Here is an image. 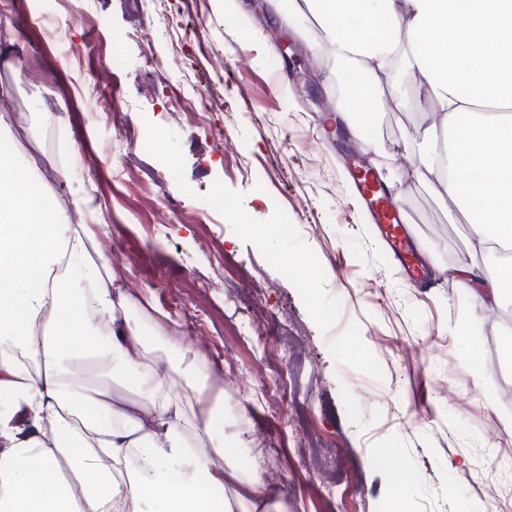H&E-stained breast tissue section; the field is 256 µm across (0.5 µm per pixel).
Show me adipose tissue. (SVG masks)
I'll return each instance as SVG.
<instances>
[{
  "label": "adipose tissue",
  "mask_w": 512,
  "mask_h": 512,
  "mask_svg": "<svg viewBox=\"0 0 512 512\" xmlns=\"http://www.w3.org/2000/svg\"><path fill=\"white\" fill-rule=\"evenodd\" d=\"M337 74L421 80L427 120L402 134L413 177L468 226L456 280L486 319L512 297V0H303ZM363 20L352 27V18ZM473 87L465 95L459 85ZM0 117V512H289L260 462L243 465L246 411L226 420L206 359L137 304L33 185L35 158ZM166 353L150 362L152 350ZM136 393L77 380L83 356ZM26 414L33 435L10 422ZM223 493L212 508L208 493Z\"/></svg>",
  "instance_id": "obj_1"
}]
</instances>
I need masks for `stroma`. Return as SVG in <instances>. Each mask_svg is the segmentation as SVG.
Here are the masks:
<instances>
[{
	"label": "stroma",
	"instance_id": "obj_1",
	"mask_svg": "<svg viewBox=\"0 0 512 512\" xmlns=\"http://www.w3.org/2000/svg\"><path fill=\"white\" fill-rule=\"evenodd\" d=\"M0 115L66 217L92 224L99 253L121 250L117 286L144 296L131 318L159 321L227 374L228 415L246 409L249 448L279 472L297 512H481L512 494V367L472 326L447 274L467 227L413 178L394 204L438 286L419 295L363 212L342 163L349 150L385 171V148L429 111L405 76L365 139L313 141L335 75L311 57L316 24L291 0H0ZM121 55L118 74L106 65ZM19 59L13 77L6 57ZM211 80L191 119L198 79ZM184 100L174 106L173 97ZM162 132V151L139 147ZM221 196L224 210L205 202ZM85 205H78V198ZM289 223L287 233L277 224ZM217 281L205 292L201 278ZM241 292L236 309L224 293ZM266 342L245 335L253 311ZM477 339L486 376L468 369ZM456 461L458 473L448 472Z\"/></svg>",
	"mask_w": 512,
	"mask_h": 512
}]
</instances>
